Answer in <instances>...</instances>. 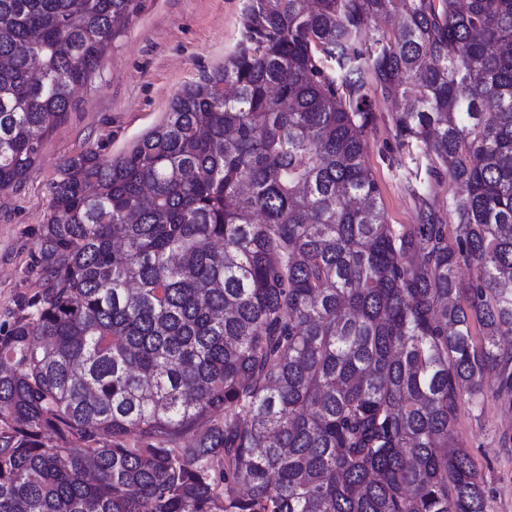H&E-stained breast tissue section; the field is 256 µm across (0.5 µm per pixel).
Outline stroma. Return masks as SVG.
<instances>
[{
  "mask_svg": "<svg viewBox=\"0 0 512 512\" xmlns=\"http://www.w3.org/2000/svg\"><path fill=\"white\" fill-rule=\"evenodd\" d=\"M244 6L245 0H145L104 57L99 77L78 88L74 109L45 137L26 180L0 191V322L17 313L21 296L38 290L33 244L51 216V187L63 161L95 146L106 157L118 156L162 123L172 98L222 67L235 50ZM374 111L368 164L387 220L416 223L418 203L408 182H430L439 205L457 188L431 180L418 150L397 148L391 101L376 98ZM454 436L483 478L488 512H512V394L488 393L478 411L461 403Z\"/></svg>",
  "mask_w": 512,
  "mask_h": 512,
  "instance_id": "obj_1",
  "label": "stroma"
}]
</instances>
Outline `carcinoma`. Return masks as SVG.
Segmentation results:
<instances>
[{
  "label": "carcinoma",
  "mask_w": 512,
  "mask_h": 512,
  "mask_svg": "<svg viewBox=\"0 0 512 512\" xmlns=\"http://www.w3.org/2000/svg\"><path fill=\"white\" fill-rule=\"evenodd\" d=\"M143 4L0 0V191ZM376 94L454 224L412 183L388 223ZM51 209L0 323V512H488L452 431L512 393V0H247L224 66L65 159Z\"/></svg>",
  "instance_id": "1"
}]
</instances>
